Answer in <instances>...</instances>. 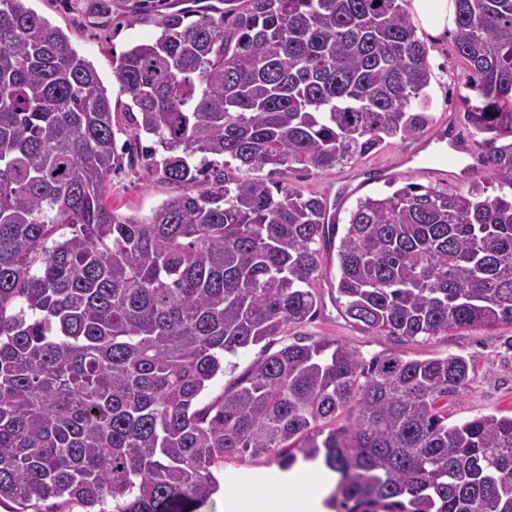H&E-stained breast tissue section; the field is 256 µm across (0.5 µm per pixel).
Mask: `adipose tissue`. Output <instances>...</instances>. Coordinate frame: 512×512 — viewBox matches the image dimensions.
Instances as JSON below:
<instances>
[{
  "mask_svg": "<svg viewBox=\"0 0 512 512\" xmlns=\"http://www.w3.org/2000/svg\"><path fill=\"white\" fill-rule=\"evenodd\" d=\"M339 479L323 459L299 461L288 471L271 473L267 482L252 485L244 499L228 498L227 512H238L241 504L255 512H328L324 505Z\"/></svg>",
  "mask_w": 512,
  "mask_h": 512,
  "instance_id": "1",
  "label": "adipose tissue"
}]
</instances>
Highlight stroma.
I'll return each instance as SVG.
<instances>
[{"mask_svg": "<svg viewBox=\"0 0 512 512\" xmlns=\"http://www.w3.org/2000/svg\"><path fill=\"white\" fill-rule=\"evenodd\" d=\"M30 9L59 27L68 36L72 47L91 63L100 76L112 103V118L116 143L127 148L134 136V126L126 110L129 99L119 91L114 71L122 54L134 44L155 38L159 29L153 15L131 17L117 11L112 0H29ZM429 47L428 65L432 72L429 94L431 115L441 122L448 114H462L465 72L453 50L450 36L426 35ZM426 137L408 140L387 139L378 149L354 164L327 171L310 170L289 173L284 185L306 194L324 196L336 205V222L343 225L358 198L388 191L389 187H403L414 182L425 184V177L404 172L393 183L385 179L366 184L354 182L356 173L393 167L402 157L420 152ZM181 186L166 181L159 166L148 154L135 155L117 167L108 183L107 204L116 215L147 218L165 200L180 194ZM336 248H325L323 266L328 282L322 285L320 308L316 317L306 324L289 329L283 343L300 339H334L357 348L365 357L397 352L409 358L425 359L440 354H460L474 362L468 389L448 400V421L457 423L477 416L512 412V326L495 330L464 329L436 336L425 342L412 343L389 336H371L348 322L341 314L336 296L329 283L338 275ZM266 457L259 456L224 466V487L210 500L207 512H225L224 502L236 486L270 469Z\"/></svg>", "mask_w": 512, "mask_h": 512, "instance_id": "35a3bbf8", "label": "stroma"}]
</instances>
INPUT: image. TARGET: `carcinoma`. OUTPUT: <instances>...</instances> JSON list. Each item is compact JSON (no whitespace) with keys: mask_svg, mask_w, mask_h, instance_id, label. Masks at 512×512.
I'll return each instance as SVG.
<instances>
[{"mask_svg":"<svg viewBox=\"0 0 512 512\" xmlns=\"http://www.w3.org/2000/svg\"><path fill=\"white\" fill-rule=\"evenodd\" d=\"M26 2L0 0V503L196 512L249 454L323 457L340 473L329 505L349 512H512V414L448 424L470 359L270 351L317 312L316 245L338 227L324 197L239 172L343 167L424 132L428 47L405 0H128L163 9L115 71L134 140L189 188L145 219L106 203L122 155L96 70ZM454 5L470 135L500 193L410 183L356 201L336 292L371 336L512 325V0ZM259 344L197 408L224 356Z\"/></svg>","mask_w":512,"mask_h":512,"instance_id":"1","label":"carcinoma"}]
</instances>
